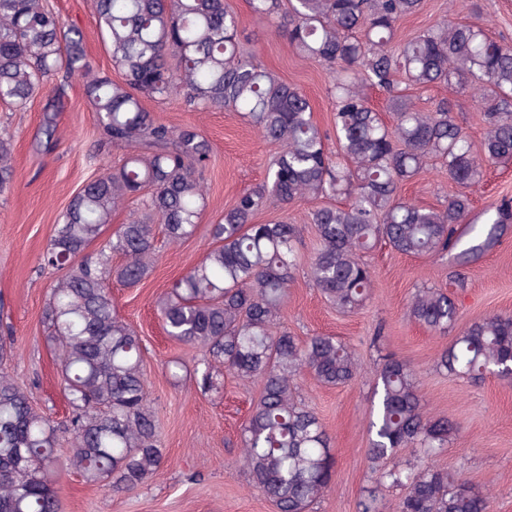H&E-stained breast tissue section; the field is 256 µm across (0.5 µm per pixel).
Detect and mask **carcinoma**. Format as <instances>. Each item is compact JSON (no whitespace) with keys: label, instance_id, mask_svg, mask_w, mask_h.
I'll return each mask as SVG.
<instances>
[{"label":"carcinoma","instance_id":"cac0c4a2","mask_svg":"<svg viewBox=\"0 0 512 512\" xmlns=\"http://www.w3.org/2000/svg\"><path fill=\"white\" fill-rule=\"evenodd\" d=\"M93 8L120 81L93 67L83 31L47 0H0V103L24 109L51 81L60 101L65 87L80 80L104 143L130 149L120 167L102 166L73 196L42 255L43 265L65 270L44 312L68 405L63 424L35 407L10 374L14 339L0 336V512H61L53 488L60 431L68 434L69 465L115 495L135 491L161 467L141 340L118 317L111 288L114 281L136 286L152 272L154 225H163L167 243H181L207 206L208 140L193 127L158 121L142 103L173 96L187 112H239L280 146L263 184L211 225L214 246L172 282L159 308L166 334L200 349L194 373L203 390H219L223 371L260 384L241 429L240 461L277 512H310L333 484L335 460L323 423L298 396V379L308 371L324 386H345L360 364L334 336L302 340L272 330L300 267V237L286 221L253 218L271 202L327 200L310 213L317 248L308 276L341 313L369 298L364 254L379 242L407 256L451 252L460 269L493 249L509 229L512 208L503 203L478 225L468 219L467 190L482 181L484 163L512 160V44L492 39L480 20L448 18L393 45L397 24L418 13L422 0H251L257 18L278 20L296 55L332 73L331 151L306 94L241 49L238 18L224 0H93ZM403 82L472 90L485 124L481 152L456 123L451 102L422 111ZM365 85L388 93L393 124L368 105ZM431 160L441 162L455 187L440 208L401 196L402 184ZM13 178L11 142L0 138V193ZM126 203L135 206L134 216L87 254ZM114 254L123 257L118 266ZM463 287L459 270L446 291L418 289L409 316L447 334L458 318L454 294ZM437 367L471 381L486 370L511 377L512 316L492 314L462 328ZM376 395L367 449L374 486L358 512H380L377 490L385 485L405 489L395 512H488L483 492L434 464L457 425L425 414L410 365L384 359ZM404 447L418 452V463L387 466Z\"/></svg>","mask_w":512,"mask_h":512}]
</instances>
